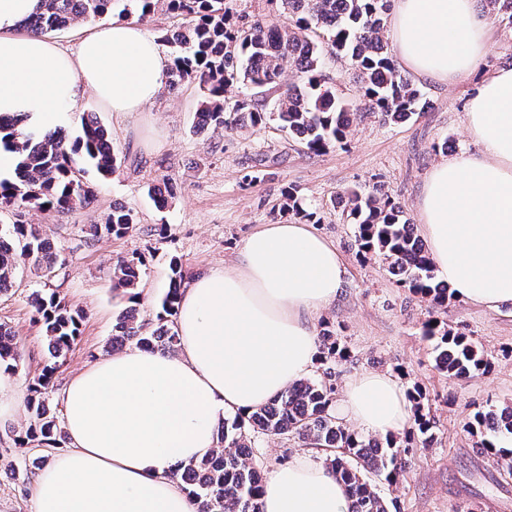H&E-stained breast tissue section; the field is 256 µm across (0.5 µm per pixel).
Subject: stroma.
<instances>
[{"instance_id":"stroma-1","label":"stroma","mask_w":512,"mask_h":512,"mask_svg":"<svg viewBox=\"0 0 512 512\" xmlns=\"http://www.w3.org/2000/svg\"><path fill=\"white\" fill-rule=\"evenodd\" d=\"M512 65V27L491 18L489 49L479 66L452 85L419 82L429 102L416 120L393 124L363 111L362 85L349 63L327 59L323 73L337 92L353 102L348 144L313 155L276 125L196 132L199 93L192 83L162 89L141 111L120 113L94 93H85L64 126L75 137L80 117L92 113L108 130L122 164L112 177L87 172L96 200L88 208L41 211L31 207L0 210V227L39 224L60 255L50 282L33 268L20 270L8 295L0 297V322L8 324L22 354L12 375L14 415L0 419V512H34V486L13 468L31 452L15 447L14 430L28 419L26 389L46 364L48 345L33 317L31 295L49 289L84 314L81 333L57 369L51 409L63 415L62 391L69 380L109 356L116 318L124 309L112 287L119 259L142 255L140 316L151 322L160 309L178 260L185 279L221 264H232L242 241L264 224L287 220L284 193L296 189L321 221L317 232L334 242L347 263L345 283L314 325L329 322L349 351L336 361V387L363 372H386L405 390L420 386L436 421L435 438L416 448L396 483L378 482L391 512H512V476L496 457L477 454L465 425L480 406L512 405V306L490 309L452 298L431 309L427 299L398 287L381 258L360 260L338 196L348 189L391 194L411 224H418L417 202L425 178L448 156L478 153L466 132V106L481 79ZM171 184L174 196L157 209L152 186ZM124 205L137 218L123 237L105 236L85 244L82 230L103 223L113 207ZM437 316L442 326L470 336L488 354L486 374L455 380L434 367L432 341L423 324ZM305 446L297 441L260 438L253 462L263 475L288 465Z\"/></svg>"}]
</instances>
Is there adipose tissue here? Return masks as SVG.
Returning a JSON list of instances; mask_svg holds the SVG:
<instances>
[{
    "instance_id": "ef3b65f1",
    "label": "adipose tissue",
    "mask_w": 512,
    "mask_h": 512,
    "mask_svg": "<svg viewBox=\"0 0 512 512\" xmlns=\"http://www.w3.org/2000/svg\"><path fill=\"white\" fill-rule=\"evenodd\" d=\"M42 0H0V115L27 129L63 126L86 90L115 112H136L162 90L171 64L134 23L111 22L68 54L21 25ZM490 20L476 0H395L392 39L417 76L453 82L488 50ZM481 147L435 164L418 203L431 257L456 295L512 304V66L488 74L466 108ZM337 247L310 225L264 224L246 237L233 269L212 268L182 288L176 354L128 349L73 377L63 392L67 451L38 474L35 512H197L171 478L208 456L216 427L246 415L317 359L312 315L335 301L346 274ZM334 410L358 428L403 429L412 407L387 374L345 385ZM262 512H349L345 485L310 454L275 469Z\"/></svg>"
}]
</instances>
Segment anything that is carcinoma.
I'll list each match as a JSON object with an SVG mask.
<instances>
[{"label": "carcinoma", "mask_w": 512, "mask_h": 512, "mask_svg": "<svg viewBox=\"0 0 512 512\" xmlns=\"http://www.w3.org/2000/svg\"><path fill=\"white\" fill-rule=\"evenodd\" d=\"M273 2L277 15L246 27H233V8L227 0H44L43 12L26 21L25 29L41 36L114 15L134 17L147 25L160 8L180 16L183 23L163 37L174 48L167 83L172 88L185 81L198 85L197 125L232 129L277 122L313 154L347 141L353 112L352 103L326 85L321 73L322 42L360 70L368 111L394 123L407 122L423 112V93L399 73L388 52L384 32L389 0ZM286 64L294 67L302 85L286 88L272 109L247 96L227 103V92L236 83L262 93L279 88ZM0 144L16 153L14 177L0 181L1 207L43 211L86 207L93 202L95 190L83 174L92 168L106 179L116 173L119 164L107 130L89 116L81 117L79 134L69 140L60 128L23 132L17 129V119L0 115ZM285 198L287 212L310 224L319 222L317 211L306 208L295 189H288ZM343 198L356 228L359 257H381L400 287L428 299L434 309L447 305L452 294L439 280L428 248L415 235L401 206L376 191L351 189ZM135 226L134 212L115 206L104 223L90 227L87 239L122 237ZM26 263L44 269L48 278L55 273L58 256L43 229L33 224L0 229V296ZM143 265L140 256L118 260L113 287L124 290L133 300L138 298ZM170 270L156 322L139 320V309L127 307L116 319L112 348L134 344L164 353L176 350L177 332L171 317L177 312L184 276L175 259ZM32 307L48 341L50 358L41 375L28 386L25 403L29 422L14 436L20 448L35 442L44 449V455L25 468L28 480L52 451L65 443V431L49 407L52 377L59 360L79 336L84 318L53 293L35 292ZM424 336L435 342V367L440 373L462 379L489 371L491 363L484 351L465 334L441 326L435 317L425 322ZM317 342L323 365L319 378L295 382L249 416L225 422L217 449L182 468L180 478L198 512H261L262 476L253 463V448L260 436H292L320 450L326 464L348 488L351 512H390L376 491L375 481H397L406 472L413 448L432 442L435 420L430 407L422 401L419 390H414L413 422L401 442L392 434L380 439L354 432L333 412L336 373L330 362L345 358L346 347L327 325L320 330ZM20 361L11 327L0 323V371L11 373ZM467 431L476 437V452L494 455L503 471L512 476V448L505 447L512 439V406L477 409Z\"/></svg>", "instance_id": "1"}]
</instances>
